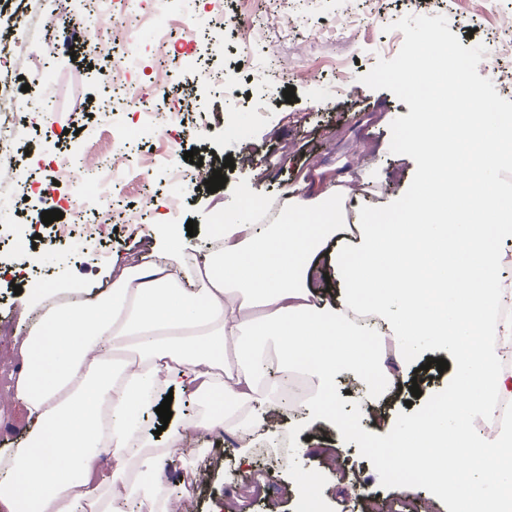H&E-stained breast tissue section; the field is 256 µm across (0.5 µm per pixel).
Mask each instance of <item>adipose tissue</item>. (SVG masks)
I'll return each instance as SVG.
<instances>
[{"mask_svg": "<svg viewBox=\"0 0 512 512\" xmlns=\"http://www.w3.org/2000/svg\"><path fill=\"white\" fill-rule=\"evenodd\" d=\"M410 148L427 157L412 201L393 216L349 224L342 185L286 196L274 224L252 223L251 208L217 227V246L182 280L188 244L173 233L150 261L118 259L112 286L89 304L52 305L15 337L21 369L12 387L27 440L0 448V512H121L140 497L168 504L174 488L159 470L168 451L153 447L131 417L154 412L166 389L199 401L193 416L172 415L170 442L221 426L239 438L270 436L281 416V381L306 374L315 384L294 407L309 424L337 425L333 384L339 367L360 370L370 389L392 383L368 338L386 322L396 351L421 344L456 352L455 375L438 414L397 428L391 464L423 473L434 491L472 499L484 512H512V432L488 440L459 419L512 395V374L484 326L512 282L501 275L498 239L512 236V198L496 173L512 163V119L449 103L447 87L421 91ZM457 159H449V150ZM356 233L341 264L352 292L339 305L311 289L312 260L336 236ZM133 348L127 359L116 352ZM277 367L278 378L266 370ZM109 453L111 469L100 468ZM467 459L477 479L462 478Z\"/></svg>", "mask_w": 512, "mask_h": 512, "instance_id": "1", "label": "adipose tissue"}]
</instances>
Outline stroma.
Returning <instances> with one entry per match:
<instances>
[{
  "label": "stroma",
  "mask_w": 512,
  "mask_h": 512,
  "mask_svg": "<svg viewBox=\"0 0 512 512\" xmlns=\"http://www.w3.org/2000/svg\"><path fill=\"white\" fill-rule=\"evenodd\" d=\"M224 14L237 20L235 33L224 36L223 65L233 70L235 105L218 112H193L185 116L187 128L180 139L156 133L142 137L138 116L126 111L121 91L108 87L97 73L103 57L87 58L86 39L113 40L108 27H90L92 0H6L5 13L27 21L38 44L37 71L44 83L64 92L48 104L57 120L56 131L45 135L40 123L26 122L16 129V142L24 157L23 176L49 181V161L70 160L68 187L73 195L93 192L94 160H108L114 150L125 153L130 166L149 165L144 177L120 174L107 211L118 231H106L101 247L106 258L89 260L80 237L59 242L48 229L31 242L21 240L14 254L29 258L21 277L0 279V352L10 349L13 333L26 322L20 316L14 285L51 289L56 297L91 299L112 283L113 256L150 252L140 232L149 224L165 221L166 200L184 196L186 205L175 219L178 228L197 223L188 238L187 252L203 256L218 218L238 217L251 202L274 211L284 194L308 196L336 177L349 178L352 192L345 199L348 219L376 213H394L411 199L423 176L426 159L406 145L422 107L405 77L411 50L427 39L444 42L452 53L466 58L464 94L491 100L494 111L512 116V0H497L484 10L479 0H223ZM194 29L164 16L143 26L144 40L156 28L169 34L145 66L154 68L164 85L179 84L189 61L182 43L189 35L218 29L210 0H183ZM294 23L299 33L276 44L272 37L280 21ZM73 51H65V44ZM269 63L279 76L278 93L267 111H250L246 102L261 82L258 67ZM294 87L296 99L282 95ZM203 159L233 157L225 170L227 182L217 192L206 186L174 180L170 165L192 173L184 160L189 150ZM453 370L428 369L419 398L401 390L398 401L383 409L396 425L427 417L430 407L448 393ZM362 387L357 375L341 372L336 379V414L353 420L359 431L349 435L335 427L317 424L295 433L249 441L248 456L254 474L274 472L276 485L267 494L251 496L241 485L234 452L239 440L217 432L185 439L170 447L166 435L157 434L158 421L147 416L143 434L156 447L170 448L164 476L180 495L169 512H306L309 498L292 491L289 477L296 466L316 475L313 499L320 512H360L365 498L415 497L426 512H460L456 503L437 495L426 482L397 486L396 475L385 469L383 452L390 442L387 432L376 430L359 412ZM329 438L336 463L321 453L320 438ZM195 494H188V481Z\"/></svg>",
  "instance_id": "stroma-1"
}]
</instances>
